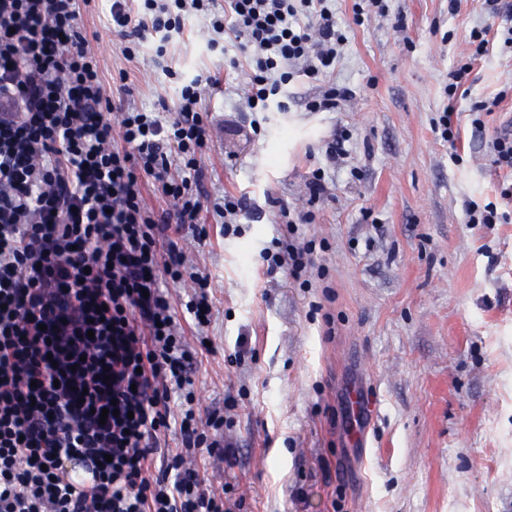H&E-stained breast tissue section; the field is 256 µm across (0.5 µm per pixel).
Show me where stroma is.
Masks as SVG:
<instances>
[{"label":"stroma","instance_id":"stroma-1","mask_svg":"<svg viewBox=\"0 0 512 512\" xmlns=\"http://www.w3.org/2000/svg\"><path fill=\"white\" fill-rule=\"evenodd\" d=\"M388 5L359 25L353 0H336L347 42L333 79L354 97L330 112L304 109L319 86L304 76L285 89L287 111H248V64L210 47L195 17L168 48L170 77L153 41L125 59L110 0L81 10L110 95L129 87L126 103L157 112L197 75L220 80L204 103V190L251 209L236 234L207 208L205 240L173 224L162 241L210 278L209 324L184 328L192 407L222 418L216 437L232 454L198 466L230 488L233 512H512V223L466 218L512 185L491 161L512 120V49L492 29L472 58L466 34L485 25L484 0L455 15L448 0ZM466 62L452 145L435 124ZM481 100L495 107L479 130ZM337 132L345 152L332 160ZM318 168L327 196L295 232L315 243V266L300 280L268 271L261 254L286 232L272 202L301 205Z\"/></svg>","mask_w":512,"mask_h":512}]
</instances>
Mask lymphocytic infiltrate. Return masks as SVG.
Wrapping results in <instances>:
<instances>
[{
  "mask_svg": "<svg viewBox=\"0 0 512 512\" xmlns=\"http://www.w3.org/2000/svg\"><path fill=\"white\" fill-rule=\"evenodd\" d=\"M81 2L0 0V512H224L191 463L225 457L205 435L213 419L186 410L170 470L148 475L194 360L162 277L191 281L193 320L211 315L207 277L157 242L163 225L200 222L198 151L211 130L199 106L215 79L184 84L166 123L115 102ZM331 2L112 0V31L132 58L142 40L167 45L197 16L248 59L250 111H271L301 75L326 80L306 110L331 111L352 96L331 80L345 43ZM145 175L168 208L145 203ZM313 250L288 237L263 259L295 276ZM74 462L86 480H73Z\"/></svg>",
  "mask_w": 512,
  "mask_h": 512,
  "instance_id": "1",
  "label": "lymphocytic infiltrate"
}]
</instances>
